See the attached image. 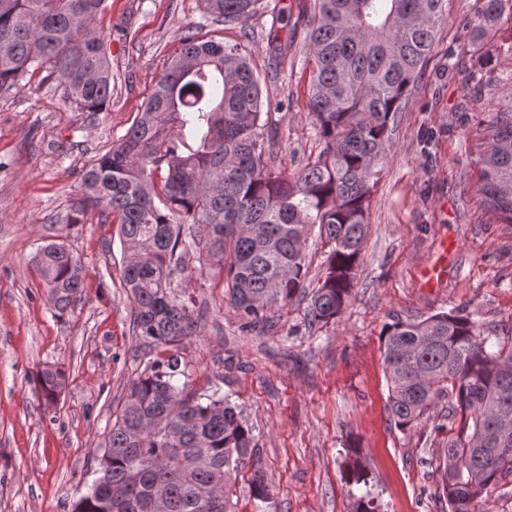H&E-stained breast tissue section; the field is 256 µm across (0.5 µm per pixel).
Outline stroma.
Wrapping results in <instances>:
<instances>
[{
	"instance_id": "35a3bbf8",
	"label": "stroma",
	"mask_w": 512,
	"mask_h": 512,
	"mask_svg": "<svg viewBox=\"0 0 512 512\" xmlns=\"http://www.w3.org/2000/svg\"><path fill=\"white\" fill-rule=\"evenodd\" d=\"M244 25L205 18L200 0H105L94 27L112 63V103L82 112L46 70L0 90V512H72L95 477L105 430L130 381L160 348L132 329L121 282L115 224L89 211L62 233L80 198V174L123 135L169 61L186 26L240 45L265 94L281 101L267 147L290 175L322 149L308 107L303 29L311 0H270ZM483 0H448L424 72L377 168L369 233L351 299L329 325L309 324L307 306L324 272L318 233L306 241L307 274L296 296L273 309L274 325L247 329L224 286V271L187 257L201 329L184 341L193 392L220 389L252 427L270 497L250 493V469L229 484L234 512H352L344 472L360 450L382 512H448L440 486L451 434L447 400L420 423L394 427L380 333L393 318L453 310L485 335L512 333V224L480 200V157L491 112L512 106V17L484 33L471 25ZM295 37L288 58L271 56L265 34ZM64 241L83 268L80 303L58 315L33 264L40 246ZM448 257V276L427 283L426 266ZM55 364L67 382L45 406L39 370Z\"/></svg>"
}]
</instances>
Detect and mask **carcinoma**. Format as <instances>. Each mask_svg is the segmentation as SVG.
Masks as SVG:
<instances>
[{"instance_id":"cac0c4a2","label":"carcinoma","mask_w":512,"mask_h":512,"mask_svg":"<svg viewBox=\"0 0 512 512\" xmlns=\"http://www.w3.org/2000/svg\"><path fill=\"white\" fill-rule=\"evenodd\" d=\"M105 0H0V90L43 67L84 112H105L112 99L106 45L89 30ZM226 26L243 24L263 0H202ZM447 0H313L305 12L308 102L318 157L293 175L270 164L264 131L282 104L264 95L239 45L202 40L191 26L125 134L85 168L78 216L87 209L117 220L123 288L138 335L164 348L129 383L122 409L104 438L97 474L73 512H150L155 486L165 489L155 512H232L228 492L210 502L202 488L227 487L251 463L252 428L231 399L177 385L178 349L198 335L193 310L174 290L193 250L224 266V282L246 324L271 322L270 312L303 287L305 241L312 228L328 247L324 276L307 316L327 325L343 313L357 280L369 231L375 175L398 113L422 74ZM512 12V0H484L476 30ZM484 203L512 224V106L492 113L482 154ZM199 225L197 238L185 225ZM36 266L63 315L82 298L80 263L62 242L39 249ZM390 417L418 423L448 398L452 436L441 454L442 494L449 512H479L497 480L512 474V337L480 331L461 312L422 320L400 318L381 333ZM42 397L57 400L66 375L38 372ZM346 484L369 487L358 459ZM254 497H269L255 470ZM353 512H379L367 490Z\"/></svg>"}]
</instances>
